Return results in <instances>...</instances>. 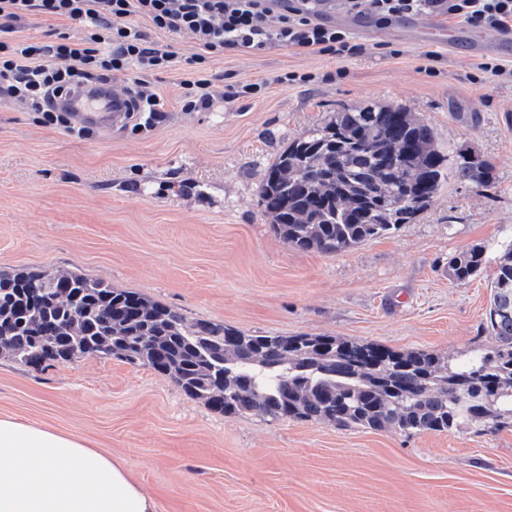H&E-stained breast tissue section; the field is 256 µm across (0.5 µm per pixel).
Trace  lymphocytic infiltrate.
I'll return each mask as SVG.
<instances>
[{"label":"lymphocytic infiltrate","instance_id":"obj_1","mask_svg":"<svg viewBox=\"0 0 512 512\" xmlns=\"http://www.w3.org/2000/svg\"><path fill=\"white\" fill-rule=\"evenodd\" d=\"M342 11L386 24L425 14L448 16L467 26L500 34L512 32V0H339ZM40 12L76 24L82 36L59 35L50 42L10 39L16 24ZM146 19L153 28L192 35L200 48L189 57L227 49H264L276 43L314 53H359L348 29L328 24L304 9L300 0H0V97L26 102L45 123L67 125L52 97L111 81L135 70L139 77L171 66L173 51L150 45L132 23Z\"/></svg>","mask_w":512,"mask_h":512}]
</instances>
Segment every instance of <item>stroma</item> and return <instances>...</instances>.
<instances>
[{
	"label": "stroma",
	"instance_id": "stroma-1",
	"mask_svg": "<svg viewBox=\"0 0 512 512\" xmlns=\"http://www.w3.org/2000/svg\"><path fill=\"white\" fill-rule=\"evenodd\" d=\"M138 26L177 54L148 78L163 102L153 129L83 138L0 101V272L75 271L251 334L452 361L492 345L496 267L459 283L448 257L512 239V77L484 80L464 45L372 24L355 29L363 51L351 57L275 44L209 55L222 97L189 112L185 60L198 46ZM250 83L261 91L225 99ZM374 101L424 119L439 149L490 161L493 184L449 182L414 223L345 253L292 249L263 211V174L309 128ZM1 415L122 460L158 512H512V427L408 436L226 416L149 368L96 356L22 368L0 355Z\"/></svg>",
	"mask_w": 512,
	"mask_h": 512
}]
</instances>
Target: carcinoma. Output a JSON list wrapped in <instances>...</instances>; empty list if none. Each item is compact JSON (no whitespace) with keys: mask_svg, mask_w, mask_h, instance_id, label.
Instances as JSON below:
<instances>
[{"mask_svg":"<svg viewBox=\"0 0 512 512\" xmlns=\"http://www.w3.org/2000/svg\"><path fill=\"white\" fill-rule=\"evenodd\" d=\"M493 183L491 164L440 151L401 106L363 103L288 144L263 176L261 205L284 242L336 254L412 223L449 181ZM496 265L494 344L449 363L334 336L246 334L72 271L0 272V354L22 367L85 355L147 366L226 416L328 422L405 434L512 426V240L448 258L467 282Z\"/></svg>","mask_w":512,"mask_h":512,"instance_id":"cac0c4a2","label":"carcinoma"}]
</instances>
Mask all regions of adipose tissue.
<instances>
[{"mask_svg":"<svg viewBox=\"0 0 512 512\" xmlns=\"http://www.w3.org/2000/svg\"><path fill=\"white\" fill-rule=\"evenodd\" d=\"M0 512H157L116 459L75 436L0 416Z\"/></svg>","mask_w":512,"mask_h":512,"instance_id":"obj_1","label":"adipose tissue"}]
</instances>
